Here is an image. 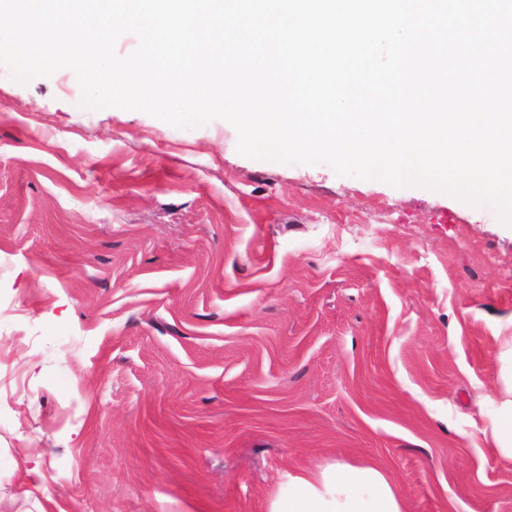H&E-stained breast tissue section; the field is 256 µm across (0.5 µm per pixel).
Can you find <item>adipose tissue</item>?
<instances>
[{
	"instance_id": "1",
	"label": "adipose tissue",
	"mask_w": 512,
	"mask_h": 512,
	"mask_svg": "<svg viewBox=\"0 0 512 512\" xmlns=\"http://www.w3.org/2000/svg\"><path fill=\"white\" fill-rule=\"evenodd\" d=\"M499 361L507 376L505 388L494 394L500 415L485 439L512 453V335L503 337ZM270 512H407L391 479L381 471L332 465L320 473L289 475L288 495L275 500Z\"/></svg>"
}]
</instances>
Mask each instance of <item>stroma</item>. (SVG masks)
Instances as JSON below:
<instances>
[{"mask_svg": "<svg viewBox=\"0 0 512 512\" xmlns=\"http://www.w3.org/2000/svg\"><path fill=\"white\" fill-rule=\"evenodd\" d=\"M81 98L0 66V512H270L336 463L512 512L494 205ZM503 346L499 354L502 371L507 375L506 387L491 395H480L478 405L485 400H494L499 404L500 415L489 429L482 430L483 437L494 445V448L512 455V331L510 336H496Z\"/></svg>", "mask_w": 512, "mask_h": 512, "instance_id": "obj_1", "label": "stroma"}]
</instances>
